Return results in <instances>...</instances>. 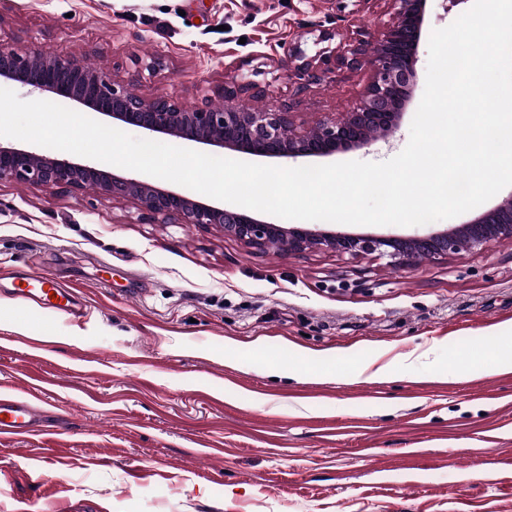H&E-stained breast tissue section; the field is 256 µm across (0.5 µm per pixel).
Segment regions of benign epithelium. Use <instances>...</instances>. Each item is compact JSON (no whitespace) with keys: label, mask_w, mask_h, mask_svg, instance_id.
<instances>
[{"label":"benign epithelium","mask_w":512,"mask_h":512,"mask_svg":"<svg viewBox=\"0 0 512 512\" xmlns=\"http://www.w3.org/2000/svg\"><path fill=\"white\" fill-rule=\"evenodd\" d=\"M427 0H388L393 22L381 32L375 53L365 56L370 33L360 31L346 52L322 47L308 57L289 49L282 63L295 72L296 91L319 83L336 68L366 66L372 80L342 117L324 118L308 129L294 126L292 106L244 111L230 103L254 84L231 77L222 108L186 107L165 96H141L111 73L82 66L45 51L0 47V79L87 106L101 116L136 128L152 140L170 136L181 143L246 151L268 159L304 164L337 153L362 150L400 129L415 96L418 51L426 28ZM33 183L49 190L96 188L112 199H133L147 218L169 224L215 225L224 235L260 250L288 242V251H332L352 258L373 256L390 267L418 258L441 262L450 256L512 241V194L469 221L445 231L413 236L351 235L304 225L265 221L241 210L209 205L137 176H119L97 163L78 164L0 143V183Z\"/></svg>","instance_id":"7a95c632"}]
</instances>
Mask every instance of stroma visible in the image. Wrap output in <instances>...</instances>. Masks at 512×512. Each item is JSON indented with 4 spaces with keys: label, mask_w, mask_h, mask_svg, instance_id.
Masks as SVG:
<instances>
[{
    "label": "stroma",
    "mask_w": 512,
    "mask_h": 512,
    "mask_svg": "<svg viewBox=\"0 0 512 512\" xmlns=\"http://www.w3.org/2000/svg\"><path fill=\"white\" fill-rule=\"evenodd\" d=\"M391 20L387 0L346 17L336 0H0L11 47L188 107L223 106L236 72L255 84L239 108L287 103L285 50ZM150 57L152 73L136 64ZM370 81L337 66L294 122L347 111ZM141 213L92 188L0 184V392L51 403L36 436L0 439V512H512V484L480 467L512 456V243L396 269ZM27 270L80 289L88 316L10 296Z\"/></svg>",
    "instance_id": "stroma-1"
}]
</instances>
